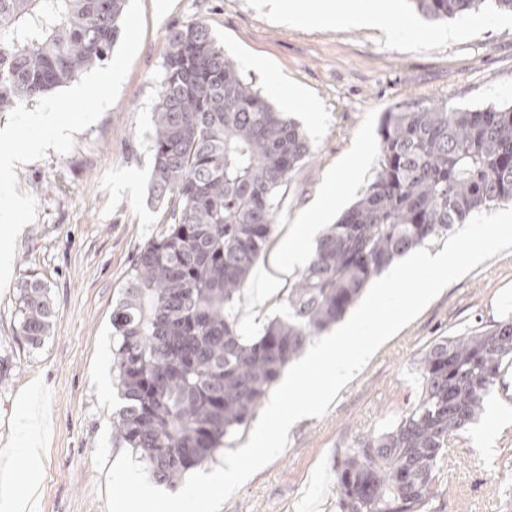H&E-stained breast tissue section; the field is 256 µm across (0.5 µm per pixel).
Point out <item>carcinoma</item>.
Listing matches in <instances>:
<instances>
[{
	"label": "carcinoma",
	"mask_w": 512,
	"mask_h": 512,
	"mask_svg": "<svg viewBox=\"0 0 512 512\" xmlns=\"http://www.w3.org/2000/svg\"><path fill=\"white\" fill-rule=\"evenodd\" d=\"M430 21L512 0H411ZM126 0H0V114L107 58ZM360 199L328 227L283 311L242 335L235 306L270 243L283 188L311 153L299 126L224 57L209 26L170 30L149 136L159 231L134 255L112 309L116 442L171 489L263 405L282 369L396 259L512 200V106L415 103L383 113ZM20 335L39 348L56 312L43 281L17 285ZM512 364V320L441 337L418 358L420 397L386 431L344 449L339 512H425L449 438L484 411Z\"/></svg>",
	"instance_id": "1"
}]
</instances>
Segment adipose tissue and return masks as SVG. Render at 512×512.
<instances>
[{
    "mask_svg": "<svg viewBox=\"0 0 512 512\" xmlns=\"http://www.w3.org/2000/svg\"><path fill=\"white\" fill-rule=\"evenodd\" d=\"M395 5L377 9L365 5L364 0H335L327 11L321 12V20L332 25L361 27L374 25L389 26ZM320 220L319 211L313 210L304 216L301 223L289 225L279 239L271 260V270L267 273L264 290L266 295H273L276 288L285 284L292 277L295 269L302 266L308 254L310 238L316 231ZM37 392H29L26 398L27 409L20 428L31 444L27 454L29 479L27 484L9 491L0 498V512H31L33 505L31 495L38 483L40 468V443L42 424L36 411Z\"/></svg>",
    "mask_w": 512,
    "mask_h": 512,
    "instance_id": "obj_1",
    "label": "adipose tissue"
}]
</instances>
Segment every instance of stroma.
<instances>
[{"label": "stroma", "mask_w": 512, "mask_h": 512, "mask_svg": "<svg viewBox=\"0 0 512 512\" xmlns=\"http://www.w3.org/2000/svg\"><path fill=\"white\" fill-rule=\"evenodd\" d=\"M142 0L145 34L116 102L73 149L15 168L17 190L37 217L16 243L11 281L0 292V462L24 483L26 444L18 424L30 386L41 391L43 436L36 512H106L112 438V308L136 248L160 227L147 203L148 135L173 27L205 22L241 74L295 119L311 155L284 190L279 225L292 224L336 177L334 223L372 182L379 121L401 103L454 107L512 105V14L481 9L433 23L401 0L389 29L320 28L280 20L253 0ZM417 32L403 37L404 28ZM453 38H446V31ZM259 259L237 309L244 335L277 312L262 294ZM35 273L56 318L44 344L20 336L16 283ZM512 317V250L448 285L388 340L322 417L298 423L286 449L258 471L221 512H337L340 451L384 431L417 399L416 361L437 336H460ZM428 512H512V366L502 370L480 419L448 450Z\"/></svg>", "instance_id": "stroma-1"}]
</instances>
